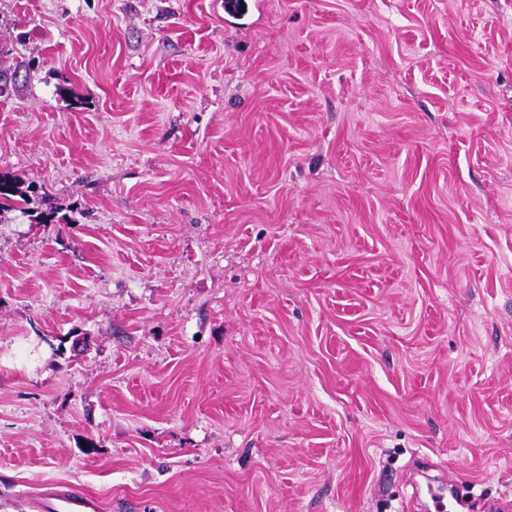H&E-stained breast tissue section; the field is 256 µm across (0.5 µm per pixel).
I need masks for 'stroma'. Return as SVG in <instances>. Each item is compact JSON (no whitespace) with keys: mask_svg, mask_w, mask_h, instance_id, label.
I'll return each mask as SVG.
<instances>
[{"mask_svg":"<svg viewBox=\"0 0 512 512\" xmlns=\"http://www.w3.org/2000/svg\"><path fill=\"white\" fill-rule=\"evenodd\" d=\"M0 0V512L512 501V0ZM31 188L23 189L10 173L0 172V223L3 212H19L37 224H61L66 217H58L57 211L45 212L40 207L39 196ZM45 508L54 512H97V501L74 488L50 491L45 498Z\"/></svg>","mask_w":512,"mask_h":512,"instance_id":"35a3bbf8","label":"stroma"}]
</instances>
